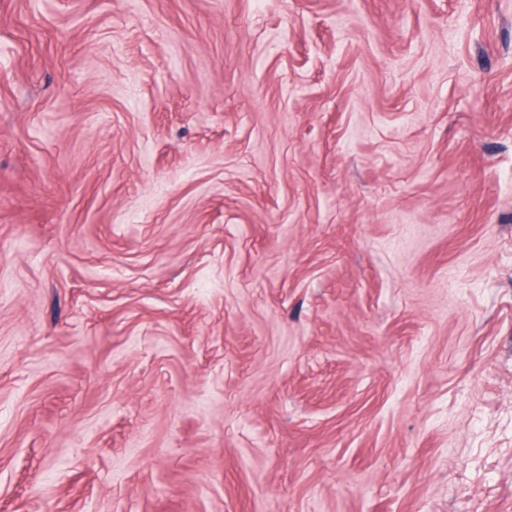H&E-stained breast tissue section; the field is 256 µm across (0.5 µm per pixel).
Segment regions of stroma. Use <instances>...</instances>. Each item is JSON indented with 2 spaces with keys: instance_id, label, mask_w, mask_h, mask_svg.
<instances>
[{
  "instance_id": "stroma-1",
  "label": "stroma",
  "mask_w": 512,
  "mask_h": 512,
  "mask_svg": "<svg viewBox=\"0 0 512 512\" xmlns=\"http://www.w3.org/2000/svg\"><path fill=\"white\" fill-rule=\"evenodd\" d=\"M0 512H512V0H0Z\"/></svg>"
}]
</instances>
